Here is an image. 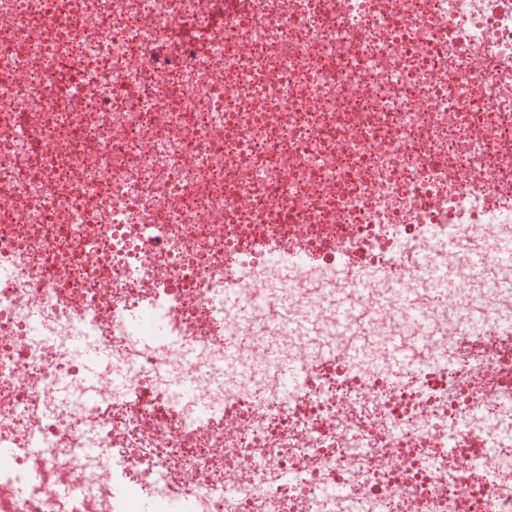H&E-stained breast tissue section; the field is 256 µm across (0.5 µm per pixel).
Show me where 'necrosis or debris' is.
<instances>
[{"mask_svg":"<svg viewBox=\"0 0 512 512\" xmlns=\"http://www.w3.org/2000/svg\"><path fill=\"white\" fill-rule=\"evenodd\" d=\"M510 224L512 0H0V512H512ZM367 318V310L364 307L361 310L351 311L337 319L336 336L345 339L352 349L354 355H359L363 351V345L358 343L355 336H361V323Z\"/></svg>","mask_w":512,"mask_h":512,"instance_id":"1","label":"necrosis or debris"}]
</instances>
